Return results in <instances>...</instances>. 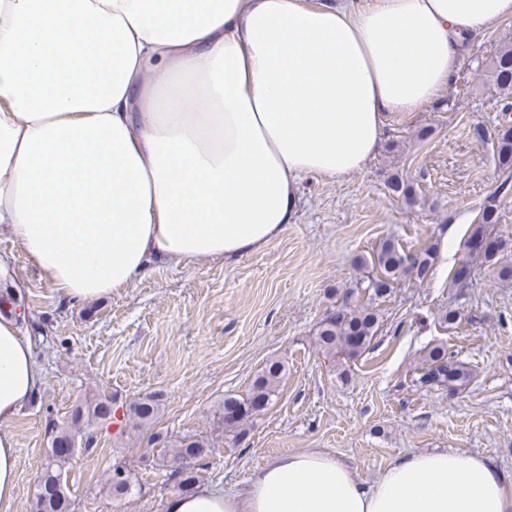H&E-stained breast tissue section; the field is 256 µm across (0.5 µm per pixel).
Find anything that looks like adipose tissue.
Here are the masks:
<instances>
[{
	"instance_id": "ef3b65f1",
	"label": "adipose tissue",
	"mask_w": 512,
	"mask_h": 512,
	"mask_svg": "<svg viewBox=\"0 0 512 512\" xmlns=\"http://www.w3.org/2000/svg\"><path fill=\"white\" fill-rule=\"evenodd\" d=\"M510 18L512 0H0V228L74 302L130 287L156 257L262 251L303 178L361 171L387 113L439 98L464 45ZM41 383L1 318L0 512L17 489L3 426ZM166 512H512V478L448 450L367 483L315 449Z\"/></svg>"
}]
</instances>
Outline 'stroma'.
<instances>
[{"mask_svg":"<svg viewBox=\"0 0 512 512\" xmlns=\"http://www.w3.org/2000/svg\"><path fill=\"white\" fill-rule=\"evenodd\" d=\"M510 41L512 19L470 40L438 101L387 116L382 146L361 171L304 178L292 224L259 253L230 263L157 261L132 287L73 303L1 231L10 274L0 295L9 289L19 300V327L42 373L8 426L18 449L14 512H30L53 424L99 394L120 404L162 394L156 431L208 436L199 483L227 494L269 459L314 449L346 460L367 482L398 455L448 448L481 455L512 478V281L469 261L463 245L493 199L512 259V194H495L507 173L489 138L502 114L484 67ZM395 173L413 183L416 205L389 189ZM388 238L408 252L434 248L436 260L425 280L404 278L378 298L357 260ZM465 262L467 282L454 287ZM366 305L381 322L374 349L330 358L316 340L326 312ZM451 307L461 314L453 325L442 320ZM437 342L474 369L465 389L421 383L422 355ZM272 358L287 366L278 395L233 438L217 423L220 406L245 395ZM92 435L67 468L74 512H165L178 491L168 450L116 424ZM117 466L132 481L120 498L104 485Z\"/></svg>","mask_w":512,"mask_h":512,"instance_id":"stroma-1","label":"stroma"}]
</instances>
